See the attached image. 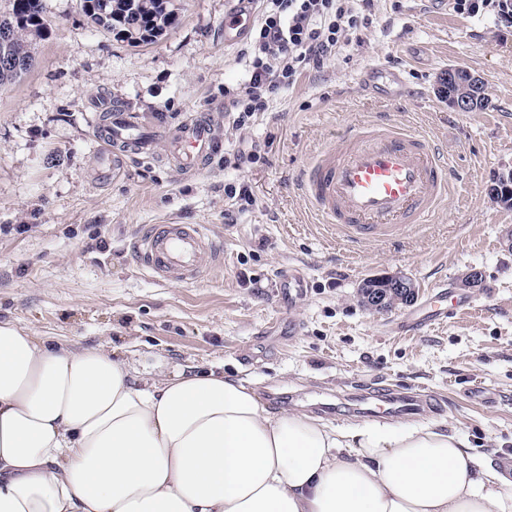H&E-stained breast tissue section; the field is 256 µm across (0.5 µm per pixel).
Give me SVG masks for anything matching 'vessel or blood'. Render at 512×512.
I'll list each match as a JSON object with an SVG mask.
<instances>
[{
  "label": "vessel or blood",
  "mask_w": 512,
  "mask_h": 512,
  "mask_svg": "<svg viewBox=\"0 0 512 512\" xmlns=\"http://www.w3.org/2000/svg\"><path fill=\"white\" fill-rule=\"evenodd\" d=\"M217 123L215 116L198 114L173 129H145L128 113L110 112L105 128L96 133L102 146L98 177L108 179L130 155H154L161 143L181 170L199 171L220 147ZM458 177L424 133L401 128L383 113L355 124L340 147L319 150L299 169L293 184L337 246L354 254L367 245H400L409 228L429 222ZM131 251L162 283L195 282L224 262L222 247L205 225L179 221L145 226ZM467 307L454 297L447 305L423 309L406 327L428 328ZM377 397L391 415H416L432 404L431 396L421 393L381 391Z\"/></svg>",
  "instance_id": "vessel-or-blood-1"
}]
</instances>
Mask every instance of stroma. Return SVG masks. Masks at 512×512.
Instances as JSON below:
<instances>
[{"mask_svg":"<svg viewBox=\"0 0 512 512\" xmlns=\"http://www.w3.org/2000/svg\"><path fill=\"white\" fill-rule=\"evenodd\" d=\"M46 31L30 69L0 87V321L82 348L135 356L144 370L194 367L241 379L266 407L323 414L328 424L370 425L363 389L432 393L447 407L420 422L456 433L485 463L512 455V207L488 186L512 170V31L492 16L443 11L439 0H374L361 43L343 47L321 71L304 73L269 111L219 131L222 154L198 173L165 150L129 159L100 182L94 106L176 127L224 109V91L245 75L247 36L224 42L231 0H172L175 28L135 43L89 25L81 0H45ZM458 66L480 76L486 109L459 112L436 93ZM401 73L398 99H378L360 75ZM427 132L460 172L432 223L402 246L354 255L332 242L288 187L291 176L349 127L380 113ZM268 148L265 160L225 167V153ZM247 183L256 202L224 221L225 184ZM207 225L224 265L192 283H161L140 269L128 244L146 224ZM480 270L479 287L462 284ZM301 272L304 293L280 288ZM404 273L418 295L373 313L359 301L364 280ZM468 298L443 324L406 332L402 319L439 288Z\"/></svg>","mask_w":512,"mask_h":512,"instance_id":"stroma-1","label":"stroma"}]
</instances>
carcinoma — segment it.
<instances>
[{
    "label": "carcinoma",
    "instance_id": "obj_1",
    "mask_svg": "<svg viewBox=\"0 0 512 512\" xmlns=\"http://www.w3.org/2000/svg\"><path fill=\"white\" fill-rule=\"evenodd\" d=\"M0 10V30L13 31L8 42H0V58L8 57L16 66L0 69V86L26 73L32 63L33 41L44 31V0H4ZM82 11L96 28L118 31L127 39L151 43L167 32L177 16L170 0H82Z\"/></svg>",
    "mask_w": 512,
    "mask_h": 512
}]
</instances>
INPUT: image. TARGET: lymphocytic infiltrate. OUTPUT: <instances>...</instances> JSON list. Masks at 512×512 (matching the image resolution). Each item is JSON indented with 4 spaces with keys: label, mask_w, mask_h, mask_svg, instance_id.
<instances>
[{
    "label": "lymphocytic infiltrate",
    "mask_w": 512,
    "mask_h": 512,
    "mask_svg": "<svg viewBox=\"0 0 512 512\" xmlns=\"http://www.w3.org/2000/svg\"><path fill=\"white\" fill-rule=\"evenodd\" d=\"M259 19L243 55L242 87L224 93L236 128L249 127L271 99L317 71L368 28L372 0H256Z\"/></svg>",
    "instance_id": "1"
}]
</instances>
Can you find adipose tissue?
Wrapping results in <instances>:
<instances>
[{
  "label": "adipose tissue",
  "mask_w": 512,
  "mask_h": 512,
  "mask_svg": "<svg viewBox=\"0 0 512 512\" xmlns=\"http://www.w3.org/2000/svg\"><path fill=\"white\" fill-rule=\"evenodd\" d=\"M0 512H512L427 424L331 426L240 380L0 322Z\"/></svg>",
  "instance_id": "adipose-tissue-1"
}]
</instances>
